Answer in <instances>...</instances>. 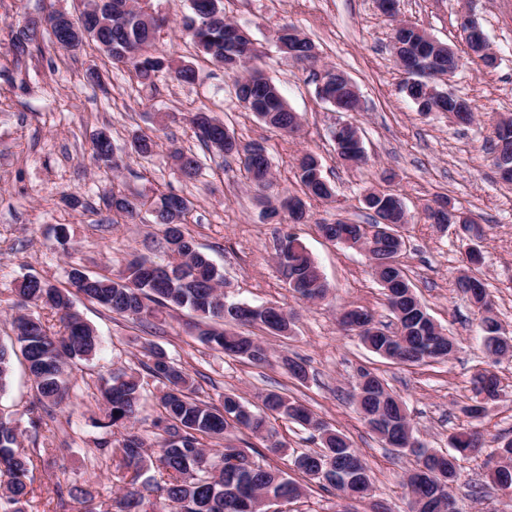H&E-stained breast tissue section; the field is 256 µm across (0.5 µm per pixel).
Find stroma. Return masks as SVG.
<instances>
[{"label":"stroma","instance_id":"stroma-1","mask_svg":"<svg viewBox=\"0 0 512 512\" xmlns=\"http://www.w3.org/2000/svg\"><path fill=\"white\" fill-rule=\"evenodd\" d=\"M464 2L400 0V12L461 55L462 65L447 87L471 102L477 120L468 126L450 123L438 112H418L391 55L392 23L375 0H224L226 17L250 32L262 52L261 66L301 117L299 132L288 136L269 130L238 102L232 77L194 48L181 26L189 0H153L155 11L167 19L156 47L175 63L193 65L200 80L184 85L164 77L153 89L137 83L127 68L113 65L90 41L64 49L46 39L39 51L14 60L12 40L29 18L52 9L74 13L78 4L0 0V341H9L13 318L25 311L15 292L24 274L61 282L71 265L115 274L133 253L167 264L170 256L161 228L151 215L144 211L132 219L116 214L101 198L114 191L130 196L173 192L192 201L185 229L223 272L229 300L276 304L292 314L290 335L266 334L262 340L274 356L304 359L309 371L301 383L279 364L256 366L224 356L201 341L195 316L185 310L142 324L76 297L75 307L96 329L101 348L69 367L68 394L52 408L56 423L32 426L34 397L22 364H14L9 386L0 393V411L16 420L20 447L34 456L27 512H85V503L77 499L59 504L58 489L71 485L99 499L115 496L118 483L111 465L93 460L99 442L114 438L111 429L100 425L105 411L100 387L112 373L142 370L150 343L191 376L198 398L205 402L220 404L228 392L252 406L271 392L299 398L324 423L346 434L370 471L373 491L369 498L352 501V512H373L378 501L393 512H407L404 478L414 458L384 446L351 397L358 368L373 370L403 401L415 435L430 448L447 451L452 433L478 428L482 455L460 460L452 493L460 512H492L497 507L496 494H470L469 484L484 475L483 459L495 453L500 437H512V358L494 361L486 356L480 316L455 286L465 267L458 230L452 226L440 232L425 221L427 204L444 195L483 226L481 277L512 336V184L500 180L487 144L492 117L512 115V0H477L479 21L499 56L493 69L466 54L458 26ZM285 26L312 42L318 67L297 64L278 51L275 36ZM327 68L341 69L352 78L363 111L342 116L319 98L317 88ZM90 71L99 73L100 83L87 81ZM202 108L223 121L240 142L263 143L276 190L300 193L296 156L310 152L320 159L335 195L329 202H309L306 223L290 230L318 264L329 287L326 299L302 300L285 284L274 260L275 239L283 227L263 220L265 200L249 186L238 163L224 162L198 141L189 117ZM341 116L360 128L366 163L349 167L338 159L330 130ZM98 130L110 134L122 156L119 170L94 159L92 139ZM137 132L157 135L159 148L152 158H140L132 150ZM177 149L199 158L201 176L190 180L181 175L171 158ZM386 184L400 194L411 217L402 261L430 315L455 339L453 356L443 362L393 363L338 324L340 310L350 306L371 310L382 323L393 316L365 255L325 240L318 225L337 218L366 223L361 195ZM59 224L69 232L64 247L55 238ZM484 368L498 374L504 393L487 417L474 423L460 408L473 396V375ZM272 426L283 444L277 454L246 431L208 447L216 453L229 443L250 458L265 456L271 466L293 473L294 458L318 448L319 442L311 430L287 421L278 419Z\"/></svg>","mask_w":512,"mask_h":512}]
</instances>
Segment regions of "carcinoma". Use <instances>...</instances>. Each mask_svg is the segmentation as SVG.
Here are the masks:
<instances>
[{"label":"carcinoma","instance_id":"cac0c4a2","mask_svg":"<svg viewBox=\"0 0 512 512\" xmlns=\"http://www.w3.org/2000/svg\"><path fill=\"white\" fill-rule=\"evenodd\" d=\"M43 25L42 19H30L18 30L12 40L14 58L30 56L39 48ZM224 26L223 0H190V14L183 17L182 27L197 50L232 76L251 63L249 76L243 78L247 90L243 104L266 126L292 134L299 127L298 117L281 95L274 92L273 81L257 65L261 51L252 39L227 43ZM159 28L161 24L157 20L144 19L130 7L129 0H109L100 12V20L91 28L83 27L77 18L69 25L52 27L51 33L55 43L63 48H74L86 39L95 41L113 63L127 67L140 84L153 85L160 73L170 69L174 70L178 82L196 83L199 76L193 66L183 64L174 68L170 63H162L161 55L155 50ZM289 49L300 62L315 60L313 46L304 38L291 41ZM409 98L421 113L422 105L436 95L429 90V84L423 83L412 87ZM190 122L206 149L226 160L240 162L246 179L256 188L272 187L264 145L240 144L224 123L203 110L194 113ZM493 128L494 156L512 158V128L503 129L496 124ZM93 144L98 161L114 169L121 167L122 160L114 154L111 137L99 131ZM132 147L139 157L149 159L155 154L157 142L147 134H138ZM176 160L184 177L195 179L202 174L196 156L178 153ZM296 168L305 197L287 195L280 205L268 207L263 218L273 219L283 212L289 223L302 224L307 218L305 199L333 198V189L324 179L316 155H302ZM102 201L107 208L131 218L143 210L151 213L155 223L163 227V239L173 261L158 265L133 254L116 276L72 266L64 283L33 274L23 277L17 288L20 299L50 310L59 322V330L54 331L40 316L19 315L13 320L14 336L10 343L0 342V392L8 384L12 358L21 356L35 392L36 403L30 409L31 424L35 427L42 423L37 411L48 404H58L67 394L68 366L94 355L100 346L95 329L74 309L76 295L104 306L117 316L140 322L163 309H186L207 325L201 333L203 339L219 347L225 355L255 365L270 363L272 355L253 336V329L278 336L292 331L291 317L277 305L228 303L225 297L215 294V287L224 285V276L183 229L191 212L186 198L173 193L155 198L114 192L103 196ZM393 222L392 227L380 224L373 215L365 225L338 218L318 225V230L330 242L354 247L369 243L365 235L367 227L400 234L409 224V214H397ZM403 252L404 247L397 248L391 242L373 251L374 259L382 265L378 282L394 319H402L401 326L390 329L377 323L361 307L343 311L339 322L385 360L408 366L438 362L441 357L437 345L422 327L423 313L414 300L417 293H408L415 285L401 261ZM275 255L279 256L277 263L290 290L308 301L326 296L327 283L298 234L287 232L277 237ZM457 288L470 294L476 303L492 305L486 285L475 274L457 279ZM480 330L488 355H496L506 348L507 336L497 316L480 320ZM149 356L150 362L144 364L147 373L165 385L156 397L159 414L155 427L160 430L156 436L157 456L153 458L147 453L146 440L132 427L143 397L141 378L135 372H119L120 385H115L112 377L103 382L107 410L101 427L121 430V438L114 443H101L98 451L99 456L112 461L113 476L128 485V490L111 500L98 502L89 512H266L271 505H261V497L287 502L299 498L302 484L270 464L252 460L229 445L218 456L205 451V441L220 440L233 429L267 436L270 451L276 452L282 444L274 440L272 418L317 432L320 449L303 452L293 460L295 470L302 477L335 491L340 499L347 498L351 490L371 488L368 470L347 436L318 421L299 399L269 393L262 399V408L254 411L238 395L226 393L220 405H209L195 398L190 375L170 361L162 350L151 348ZM282 364L292 378L300 382L308 379V367L302 359L284 357ZM358 377L366 380L367 395L357 399V405L371 431L382 443L392 442L396 453L416 457V467L408 473L405 482L409 512H433L459 480L457 456L476 457L482 452L480 432L470 429L450 435L448 447L454 450L452 454L428 448L406 435L404 428L408 420L403 403L390 393L385 380L365 368L359 369ZM479 389L486 393L485 400L474 396L472 403L463 408L465 416L474 421L485 417L488 405L503 392L499 376L489 371L474 375L472 391ZM11 423L8 417L0 420V470L8 475V481L0 485V509L25 512L33 481V459L19 450V429ZM497 457L502 466L494 472L486 470L487 484L475 487V493L482 494L487 487L496 493L505 486L512 489V438L500 443ZM152 468L158 469L161 481L152 477L141 480ZM139 484L143 490L156 493L155 501L148 508L145 495L137 488Z\"/></svg>","mask_w":512,"mask_h":512}]
</instances>
